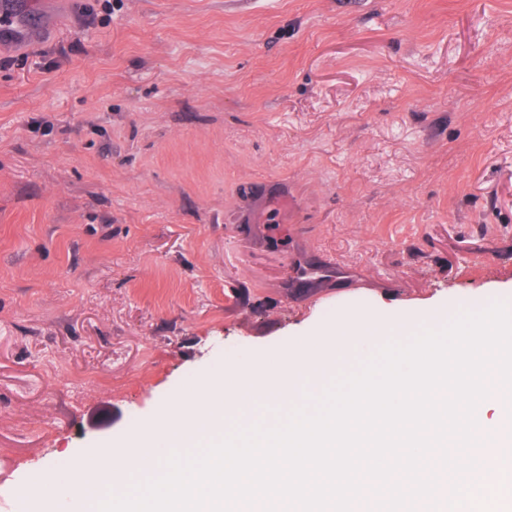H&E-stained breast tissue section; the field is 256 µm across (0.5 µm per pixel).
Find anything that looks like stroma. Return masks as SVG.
<instances>
[{
    "mask_svg": "<svg viewBox=\"0 0 512 512\" xmlns=\"http://www.w3.org/2000/svg\"><path fill=\"white\" fill-rule=\"evenodd\" d=\"M0 512L225 360L512 297V0H19Z\"/></svg>",
    "mask_w": 512,
    "mask_h": 512,
    "instance_id": "35a3bbf8",
    "label": "stroma"
}]
</instances>
